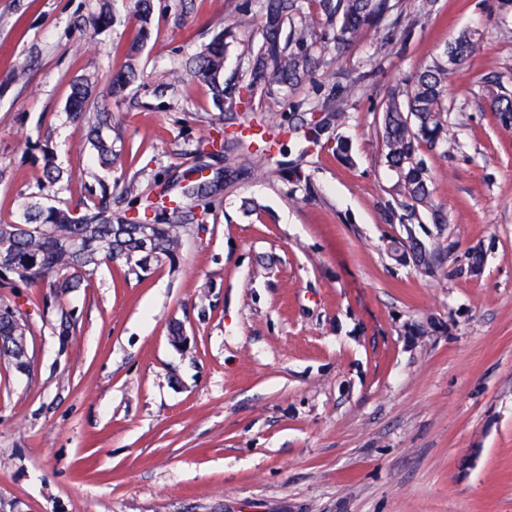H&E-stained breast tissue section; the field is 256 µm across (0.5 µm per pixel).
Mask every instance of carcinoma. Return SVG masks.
Here are the masks:
<instances>
[{
	"label": "carcinoma",
	"instance_id": "carcinoma-1",
	"mask_svg": "<svg viewBox=\"0 0 512 512\" xmlns=\"http://www.w3.org/2000/svg\"><path fill=\"white\" fill-rule=\"evenodd\" d=\"M398 0H265L261 19L262 40L248 47L249 65L245 84L224 83V58L230 39L245 26L240 10L224 15V34L214 37L188 63L187 74L203 79L211 87L217 105L235 112L243 103L241 91L252 95L257 89L297 87L312 78L321 58L336 56L361 40L370 30L383 28L392 40L406 36L409 25L398 13ZM150 0H134L132 17L137 35L126 53L124 69L112 78V92L118 94L136 78L138 55L151 25ZM477 33L464 30L448 43L443 53L396 86L387 97L379 116L378 136L382 156L395 173V190L401 197L403 224L420 222L421 214L442 223L440 209L433 200L431 179L421 156L422 146L450 149L448 108L443 89L448 77V57L463 63L476 50ZM491 111L502 127L512 129V93L493 80L485 84ZM71 115L89 124L88 142L99 163L112 165V143L103 135L108 115L86 113L87 85L72 84ZM225 148L239 151L246 162L252 156L253 141L232 133ZM207 165L198 164L176 182L177 174L167 169L155 176L153 188L143 194L135 183L125 189L129 207L123 214L112 213V198L104 195L99 205L89 207L78 218L63 204L26 206L23 224L0 223V241L8 242L9 253L0 259V288L16 292L21 287L46 284L51 294L42 305L79 287L103 263L114 264L125 274L141 276L159 264L156 257L173 261L180 252L183 237L206 223L211 197L221 190L220 182L203 175ZM153 219H148V215ZM414 252L415 266L429 270L441 260V252L429 250L416 238L404 240ZM54 330L60 336L75 333L72 315L56 312ZM30 334L27 320L12 307L0 306V356L16 368L29 365L28 352L19 343Z\"/></svg>",
	"mask_w": 512,
	"mask_h": 512
}]
</instances>
